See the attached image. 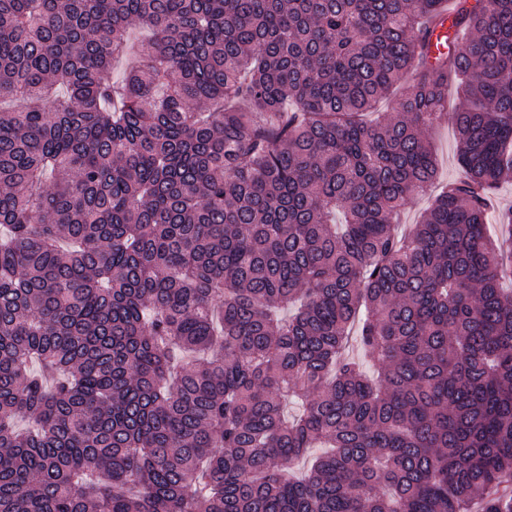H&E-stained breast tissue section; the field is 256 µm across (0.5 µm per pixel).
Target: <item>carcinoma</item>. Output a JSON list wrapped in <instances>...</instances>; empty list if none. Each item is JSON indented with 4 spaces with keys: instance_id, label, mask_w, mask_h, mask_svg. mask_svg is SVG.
<instances>
[{
    "instance_id": "cac0c4a2",
    "label": "carcinoma",
    "mask_w": 512,
    "mask_h": 512,
    "mask_svg": "<svg viewBox=\"0 0 512 512\" xmlns=\"http://www.w3.org/2000/svg\"><path fill=\"white\" fill-rule=\"evenodd\" d=\"M446 2L0 0V512H512V0ZM424 136L432 142L437 153L439 165L438 187L449 180L456 179L461 172L456 161L457 139L453 134L449 116L448 123L441 121L434 126L426 127ZM437 189V187L432 189L428 194L420 196L405 207L399 220V224H403L401 225L403 231L409 230L411 224H416L420 220L421 214L428 206L431 196L436 193Z\"/></svg>"
}]
</instances>
